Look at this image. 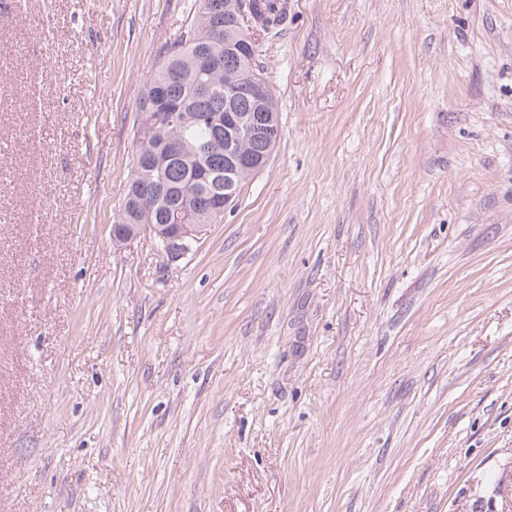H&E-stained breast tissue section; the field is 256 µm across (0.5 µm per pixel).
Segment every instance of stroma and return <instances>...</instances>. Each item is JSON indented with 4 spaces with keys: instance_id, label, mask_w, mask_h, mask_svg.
<instances>
[{
    "instance_id": "35a3bbf8",
    "label": "stroma",
    "mask_w": 512,
    "mask_h": 512,
    "mask_svg": "<svg viewBox=\"0 0 512 512\" xmlns=\"http://www.w3.org/2000/svg\"><path fill=\"white\" fill-rule=\"evenodd\" d=\"M196 0H0V512H512V0H288L280 138L112 239ZM136 133L137 145L134 154V168L137 153L152 151L161 146L166 140H184L192 146L205 147L213 137L212 130L205 123L174 125L166 130L151 132L150 128L140 122ZM157 175V173L150 172L138 174L135 168L134 177L128 182L125 189L124 205L120 214V218L124 219L127 224H121L120 220L113 224L112 238L118 243H124L144 232H149L164 252L175 256V258L182 257L191 250L194 243L201 239L209 224L218 218H207L206 199L201 195V190L196 189L194 185L189 189L188 205L196 212L198 220L202 222L201 224H196L195 214L191 212L186 203L182 204L181 200L171 208L168 224H158L157 211L162 206H158L154 211H142L133 207L131 198H133L134 204L138 208L147 210L157 196L162 197L172 193L173 190L167 184H152L149 180L136 185L133 184L135 179L140 176L156 178Z\"/></svg>"
}]
</instances>
